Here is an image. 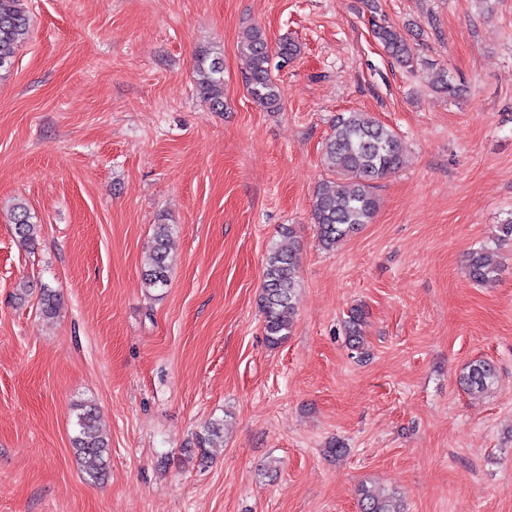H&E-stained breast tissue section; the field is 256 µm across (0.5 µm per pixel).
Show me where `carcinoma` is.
<instances>
[{
	"label": "carcinoma",
	"mask_w": 512,
	"mask_h": 512,
	"mask_svg": "<svg viewBox=\"0 0 512 512\" xmlns=\"http://www.w3.org/2000/svg\"><path fill=\"white\" fill-rule=\"evenodd\" d=\"M372 14L374 37L389 57L406 68L414 67L413 47L397 28L378 17L376 0H367ZM30 34V17L25 0H0V72H10L13 50L24 43ZM242 49L249 61L245 87L249 96L267 110L279 108L282 100L280 86L273 69L291 63L300 52L299 46L288 39L279 42L276 51L269 49L264 33L252 28L246 33ZM278 58L272 63V58ZM198 94L213 112L224 111V67L220 57L203 53L198 57L195 70ZM434 89L449 97L459 94L460 88L447 72L437 73ZM404 145L400 137L367 112H343L336 116L333 134L325 143L324 163L336 180L320 188L312 201V216L317 227L318 241L325 250L356 234L363 225L374 218L378 200L377 183L396 172L402 164ZM10 218L19 241L25 245L35 242L40 225L32 221L28 207L16 203ZM172 235V225L154 227L150 262L143 272L144 283L149 289L168 285L170 266L167 246ZM512 240V216L496 225L493 245H483L466 256L469 278L479 284H493L500 275V262L496 247ZM299 260L293 249L275 247L265 259L259 308L264 316L263 334L268 345L275 347L290 335L295 321V292L298 287ZM60 294L45 288L40 294L41 312L46 317L56 314ZM365 316L359 307L350 309L345 321L349 346L360 356L364 349ZM497 378L494 365L485 360L472 362L460 378L468 390H484ZM77 432L72 438V448L83 473L100 480L106 475L109 442L99 429L96 407L79 406L76 415ZM224 432V421L210 420L194 433L187 442L188 456L200 461L208 459V449ZM361 512H403L396 497L363 487L360 489Z\"/></svg>",
	"instance_id": "cac0c4a2"
}]
</instances>
